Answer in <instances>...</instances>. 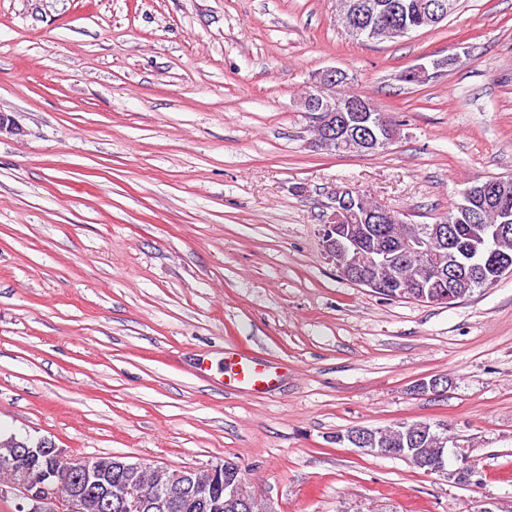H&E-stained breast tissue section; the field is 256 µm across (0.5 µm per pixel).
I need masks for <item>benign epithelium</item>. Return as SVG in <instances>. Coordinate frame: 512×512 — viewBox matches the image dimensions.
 Segmentation results:
<instances>
[{"instance_id": "benign-epithelium-1", "label": "benign epithelium", "mask_w": 512, "mask_h": 512, "mask_svg": "<svg viewBox=\"0 0 512 512\" xmlns=\"http://www.w3.org/2000/svg\"><path fill=\"white\" fill-rule=\"evenodd\" d=\"M342 79V70L328 68L317 74V83L305 97V111L313 114L315 126L327 138H336L347 147L362 153H372L389 145L384 126L377 114L372 112L369 101L355 98L336 97V84ZM493 195V186L485 184L482 191L473 194L467 190L463 194L462 207L478 211V206ZM360 194L349 188H339L333 196L330 211L321 215L319 234L324 255L332 262L338 273L356 284L376 291L385 288L386 275L393 273L394 256L385 251L370 259V273L357 272V260L364 241L367 224H392L398 221L393 211L383 207L363 209L359 207ZM431 252V239L428 235L415 232L403 238V255L409 259L423 257ZM480 252L489 254L495 262L499 274H512V260L501 258L492 248V241L481 240ZM458 272L451 270L443 281L427 280L419 284L417 294L429 304H448L462 297L459 293ZM459 467L448 469L444 458L433 462L429 474H435L465 485H477L468 453L457 452ZM64 465L75 473L67 496L62 498L66 512H82L88 506V490L93 485H102L98 492L99 508L110 512H136L145 503H154L159 508L177 507L179 493L185 483L195 486V497L207 504L212 512L221 507L240 509L249 512L255 501L247 490V481L240 468L225 461L209 466L206 473L209 481L197 479L176 470L173 473L170 490L161 492L145 488L144 480L155 468L141 461H130L117 457L110 467L111 475L93 458L66 459L61 449L46 439L39 443L24 442L23 447L14 449L11 459L0 466V495L6 487L18 488L23 494V502L17 505V512H49L44 504L60 496L54 480L55 468ZM133 473L137 480L124 485L123 474Z\"/></svg>"}]
</instances>
